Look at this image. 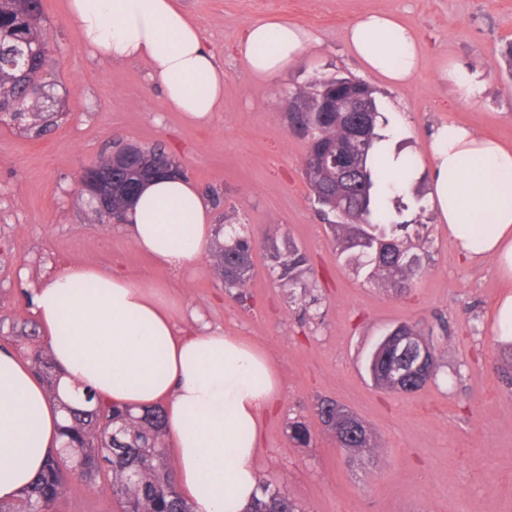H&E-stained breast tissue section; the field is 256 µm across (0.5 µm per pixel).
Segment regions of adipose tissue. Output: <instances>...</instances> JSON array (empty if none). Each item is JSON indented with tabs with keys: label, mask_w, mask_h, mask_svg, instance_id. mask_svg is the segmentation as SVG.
<instances>
[{
	"label": "adipose tissue",
	"mask_w": 512,
	"mask_h": 512,
	"mask_svg": "<svg viewBox=\"0 0 512 512\" xmlns=\"http://www.w3.org/2000/svg\"><path fill=\"white\" fill-rule=\"evenodd\" d=\"M80 42L113 63L146 62L167 106L192 123L224 104V69L176 0H68ZM345 41L365 71L395 85L418 73V35L396 16L360 15ZM319 37L270 17L252 23L234 51L248 73L275 79L318 48ZM428 200L469 261L493 259L512 280V150L453 122L432 135ZM210 199L184 179L139 190L127 233L166 268L200 263L214 237ZM65 389H93L139 412L165 410L181 495L195 512H247L261 484L256 457L278 401L269 359L204 326H179L160 289L118 272L72 264L32 294ZM62 412L28 361L0 351V500L31 485L59 446Z\"/></svg>",
	"instance_id": "1"
}]
</instances>
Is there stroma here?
Instances as JSON below:
<instances>
[{"label":"stroma","instance_id":"stroma-1","mask_svg":"<svg viewBox=\"0 0 512 512\" xmlns=\"http://www.w3.org/2000/svg\"><path fill=\"white\" fill-rule=\"evenodd\" d=\"M208 50L224 63V107L203 124L165 105L145 64L115 65L80 43L68 0H42L51 52L44 78L68 116L39 135L0 121V345L26 357L43 344L28 297L72 263L102 270L121 260L134 282L163 289L181 318L253 343L281 380L280 410L264 424L262 481L285 489L301 512H512V392L495 371L493 333L506 284L493 260L459 257L447 225L427 209L425 180L400 192L401 221L424 227V273L397 290L340 257L306 183L307 142L283 104L300 85L334 76L369 84L381 104L389 150L431 162L433 128L468 125L512 147V0H179ZM365 12H390L421 37L412 83L372 75L345 44ZM278 17L315 31L318 50L275 80L253 78L231 52L247 26ZM487 82L478 100L440 82L444 61ZM161 145L210 196L216 223L254 238L243 290L225 288L212 255L174 271L139 252L120 224H99L79 197L82 169L116 145ZM295 243L309 257L302 285L281 281L269 253ZM317 304L307 305L304 293ZM418 325L434 347L438 377L404 395L375 387L368 355L398 324ZM332 399L371 427L374 452L337 447L316 414ZM311 441L291 440V421ZM53 512H120L108 486L69 481Z\"/></svg>","mask_w":512,"mask_h":512}]
</instances>
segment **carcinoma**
Listing matches in <instances>:
<instances>
[{"label": "carcinoma", "instance_id": "obj_1", "mask_svg": "<svg viewBox=\"0 0 512 512\" xmlns=\"http://www.w3.org/2000/svg\"><path fill=\"white\" fill-rule=\"evenodd\" d=\"M28 46L29 53L18 67H10L12 53ZM48 59V41L41 25L40 0H0V114L11 115L24 131L49 126L47 114L53 112L48 102L54 100L50 90L45 98L33 100L26 94L32 84L43 85L41 75ZM342 88L362 95L369 112H315L313 115L289 112L290 122L305 127L308 138L303 172L315 201L322 208L328 228L340 254L349 257L367 254L372 278L409 288L423 274L422 259L414 252L408 225L397 220L387 205L393 187L388 160L377 152L383 136L376 132L379 109L375 91L367 84L345 77H334L318 84L296 89V95L317 99L319 91L336 99ZM163 154L160 148H144L132 162L113 164L103 155L95 168L112 170V209L130 212L132 200L140 186L135 174L152 167ZM341 155L352 170L350 180H336L323 166ZM252 242L233 235L224 238L214 250L215 266L226 288L245 285L252 265ZM278 276L288 284L298 283L305 270L307 256L290 244L284 251L273 247ZM398 356L380 341L369 361L375 386L409 394L424 388L437 377V360H431L425 379L393 383L384 367ZM33 370L49 397L58 401L64 412L61 426V449L49 457L34 482L15 500L0 501V512H52V506L66 482L80 479L87 483L105 481L120 505V512H193L192 506L178 493L175 467L163 446L165 424L160 408L139 415L112 406L87 389L62 396L60 373L47 348L37 349L30 357ZM317 414L336 438L338 447L359 452L375 447L371 429L365 421L331 401L324 400ZM251 512H299L288 493L268 483L261 484V494Z\"/></svg>", "mask_w": 512, "mask_h": 512}]
</instances>
